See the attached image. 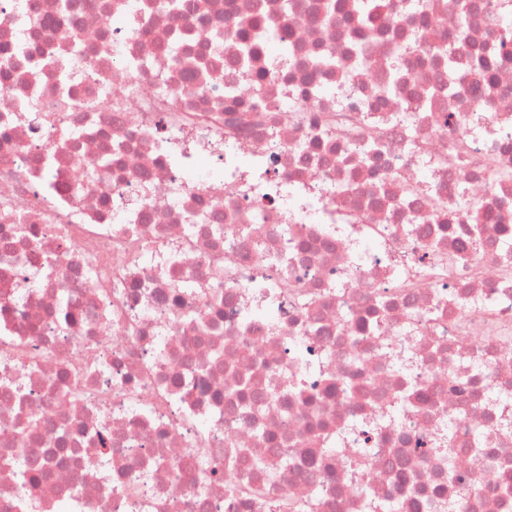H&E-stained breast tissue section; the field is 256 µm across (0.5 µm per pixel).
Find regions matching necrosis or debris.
Here are the masks:
<instances>
[{"label": "necrosis or debris", "mask_w": 512, "mask_h": 512, "mask_svg": "<svg viewBox=\"0 0 512 512\" xmlns=\"http://www.w3.org/2000/svg\"><path fill=\"white\" fill-rule=\"evenodd\" d=\"M367 2L0 0V512H512V0Z\"/></svg>", "instance_id": "4bbe7bcc"}]
</instances>
